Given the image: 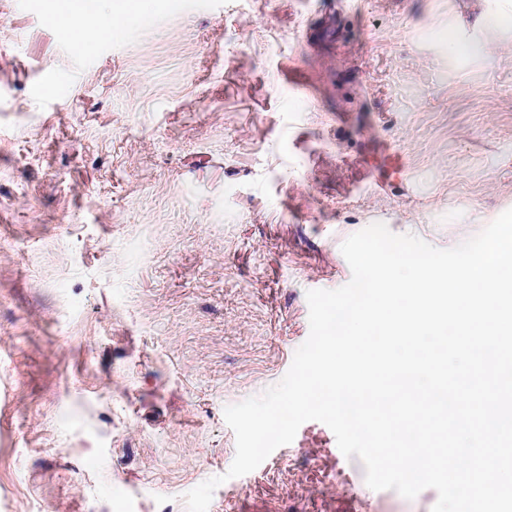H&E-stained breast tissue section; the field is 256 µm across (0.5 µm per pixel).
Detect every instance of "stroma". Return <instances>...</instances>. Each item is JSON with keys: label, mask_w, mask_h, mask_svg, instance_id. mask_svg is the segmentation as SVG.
Here are the masks:
<instances>
[{"label": "stroma", "mask_w": 512, "mask_h": 512, "mask_svg": "<svg viewBox=\"0 0 512 512\" xmlns=\"http://www.w3.org/2000/svg\"><path fill=\"white\" fill-rule=\"evenodd\" d=\"M47 2L0 0V512H187L350 235L447 249L512 209V35L493 0H165L87 51ZM437 499L308 421L208 512Z\"/></svg>", "instance_id": "35a3bbf8"}]
</instances>
